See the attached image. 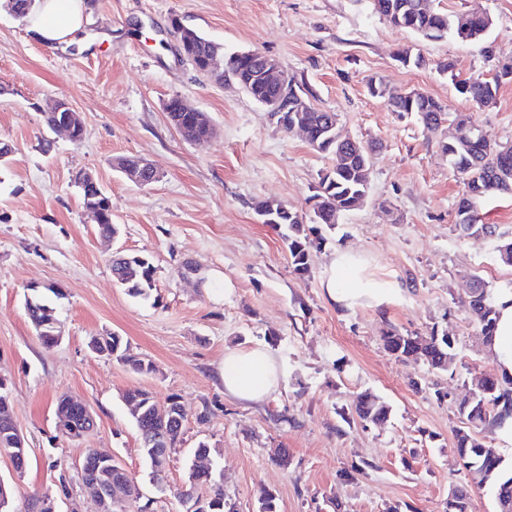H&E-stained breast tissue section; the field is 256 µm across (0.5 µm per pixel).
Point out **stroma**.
<instances>
[{"mask_svg":"<svg viewBox=\"0 0 512 512\" xmlns=\"http://www.w3.org/2000/svg\"><path fill=\"white\" fill-rule=\"evenodd\" d=\"M84 40L53 46L35 39L0 0V142L11 145L0 169V374L10 382L13 415L29 455L16 474L0 454V480L16 503L52 499L56 512H98L78 469L87 449L103 448L138 479L127 512H186L175 498L189 454L204 441L220 452L224 493L237 512H260L265 492L278 512H445L452 488H470L471 512H496L493 495L472 486L454 448L457 402L465 381L496 372L480 330L460 300L471 275L493 290L512 286V266L496 241L454 229L463 181L438 137L413 117H398L368 81L419 90L461 114L491 139L512 144V81L493 105L458 94L438 66L463 78L492 77L512 57V0H440L451 12L487 13L484 42L422 39L393 27L369 0H89ZM180 19L225 51L275 59L316 107L336 113L350 136L376 141L367 198L346 212L312 251L309 275L292 272L280 232L259 223L256 202L312 215L329 155L284 133L238 85H218L179 54ZM409 47L429 62L402 67ZM173 97L207 112L213 135L186 141L165 110ZM63 101L84 138L52 132L44 114ZM138 156L158 179L140 187L112 165ZM91 174L112 202L115 241L99 237L75 177ZM156 268L147 301L129 296L110 268L117 248ZM361 253L369 273L394 292L380 306L333 302L323 279L337 252ZM59 288L62 339L47 347L25 312L30 284ZM447 331L458 359L453 373L401 360L382 341L387 330ZM111 332L132 354L152 361L138 374L96 355L91 337ZM266 345L284 371L279 390L259 404L224 391L229 348ZM137 386L158 403L177 395L185 410L182 441L158 491L137 452L138 435L121 395ZM391 407L389 420L363 426L359 393ZM446 399H437V391ZM81 398L95 414L94 435L74 442L57 429V401ZM208 409L206 423L197 415ZM288 451L287 465L274 460ZM362 466L355 480L344 470Z\"/></svg>","mask_w":512,"mask_h":512,"instance_id":"obj_1","label":"stroma"}]
</instances>
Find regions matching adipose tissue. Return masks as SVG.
<instances>
[{
    "instance_id": "ef3b65f1",
    "label": "adipose tissue",
    "mask_w": 512,
    "mask_h": 512,
    "mask_svg": "<svg viewBox=\"0 0 512 512\" xmlns=\"http://www.w3.org/2000/svg\"><path fill=\"white\" fill-rule=\"evenodd\" d=\"M89 9L87 0H41L37 21L29 29L43 43L72 42L84 25ZM331 299L351 307L366 299L375 305L387 302L390 289L381 282L363 277L354 254L338 252L329 265L323 282ZM497 329L491 346L500 372L512 374V289H501L496 298ZM224 391L244 403H260L270 398L279 386L280 369L262 346L229 348L221 368Z\"/></svg>"
}]
</instances>
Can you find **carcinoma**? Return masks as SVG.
Masks as SVG:
<instances>
[{
  "mask_svg": "<svg viewBox=\"0 0 512 512\" xmlns=\"http://www.w3.org/2000/svg\"><path fill=\"white\" fill-rule=\"evenodd\" d=\"M373 9L392 26L406 29L428 39L440 40L454 37L461 41L479 42L488 34L492 20L486 15L454 13L440 10L435 0H372ZM183 56L200 74L213 78L209 60L224 59V69L217 82L229 79L243 88L253 99L261 101L274 96L278 89L262 85L253 80L255 59H246V53L227 54L224 47L191 28L180 36ZM398 61L407 68L421 69L428 66L427 60L412 49L405 48L398 54ZM439 70L450 74L456 91L474 102L490 106L495 103L500 83L512 79V68L497 71L492 79L480 77L458 78L451 63L439 64ZM390 111L400 116L412 115L423 131L432 134L445 124L455 125L457 136L441 143L448 162L459 173L466 185V194L460 199L456 210L455 229L462 236H489L500 238L497 225L483 222L479 213L480 202L491 195H512V146L507 148L495 142L483 143L474 136L477 128L465 120L451 116L433 97L409 90L404 95L388 98ZM170 121L181 136L190 142L206 140L213 132L210 116L200 112L188 119L179 108V100L171 98L165 104ZM276 124L289 132L296 126L306 132V142L316 151L331 156L332 166L320 176L317 202L313 208L312 224L304 223L303 217L282 204L260 201L255 205L256 213L275 212L276 225L284 227L281 238L288 252L289 265L299 275L311 270V250L319 245L320 226L333 227L340 215L360 206L366 199L371 164L365 155L349 146L350 137L341 134L336 113L327 112L308 104L305 112H285L276 118ZM118 171L132 169L143 180L152 183L156 172L148 165H140V159H119ZM84 205L101 211L97 229L105 238L119 234L118 225L112 222V204L107 193L95 187L82 176L77 177ZM112 273L116 282L133 298L147 300L155 288V267L146 258L124 254L112 259ZM479 287L468 293L464 306L471 318L480 327L481 335L491 340L495 326V293L487 288L477 274ZM26 314L34 327L41 328L40 340L51 347L57 343L54 332L58 331V312L51 299L26 300ZM95 348L108 352L117 361L133 371L150 374L156 366L130 353L128 343L114 333L91 338ZM385 348L401 358L418 356L429 368L448 372L454 370L456 353L448 334L433 330L427 336L401 335L390 331L383 336ZM137 428L138 436L147 430L164 431L171 435L172 447L181 442L184 416L177 404L170 412L159 417L155 412V400L151 392L140 388H129L122 394ZM59 416L68 419L73 426L82 428L84 407L71 396H64L57 403ZM457 413L462 427L455 433V448L463 468L478 479L477 486L486 488L500 505L498 512H512V464L494 448H487L479 433L487 427H502L512 419V377L487 380L485 393L471 401L467 398L457 403ZM356 414L364 423L380 424L387 420L390 407L379 395L366 391L360 395ZM0 451L16 462L28 458V443L16 428L12 414L9 381L0 376ZM99 483L112 488L126 482L125 475L115 468V460L107 457L98 460L94 469ZM175 497L184 504L196 506L204 501L205 512H236L235 505L224 496L222 477L213 467L200 472L196 465L189 467L186 480Z\"/></svg>",
  "mask_w": 512,
  "mask_h": 512,
  "instance_id": "obj_1",
  "label": "carcinoma"
}]
</instances>
